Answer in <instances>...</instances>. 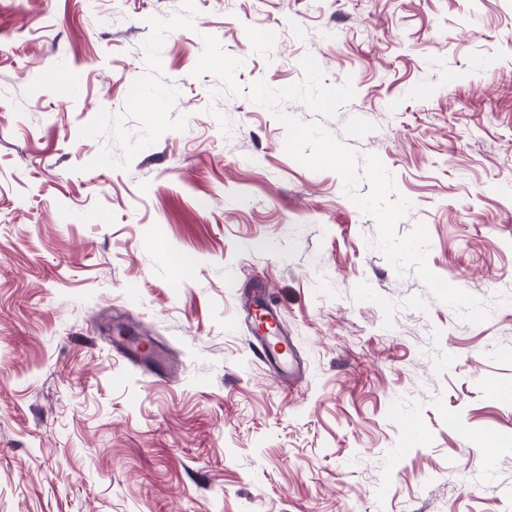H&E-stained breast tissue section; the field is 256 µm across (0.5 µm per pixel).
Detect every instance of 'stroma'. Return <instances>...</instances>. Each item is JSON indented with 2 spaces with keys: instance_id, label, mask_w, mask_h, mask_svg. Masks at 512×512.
Returning a JSON list of instances; mask_svg holds the SVG:
<instances>
[{
  "instance_id": "obj_1",
  "label": "stroma",
  "mask_w": 512,
  "mask_h": 512,
  "mask_svg": "<svg viewBox=\"0 0 512 512\" xmlns=\"http://www.w3.org/2000/svg\"><path fill=\"white\" fill-rule=\"evenodd\" d=\"M308 53L354 96L284 111L380 158L412 203L397 234L426 225L429 268L484 323L397 273L250 99ZM255 277L295 387L250 350ZM134 330L177 378L113 352ZM493 386L512 387V0H0V512H512Z\"/></svg>"
}]
</instances>
